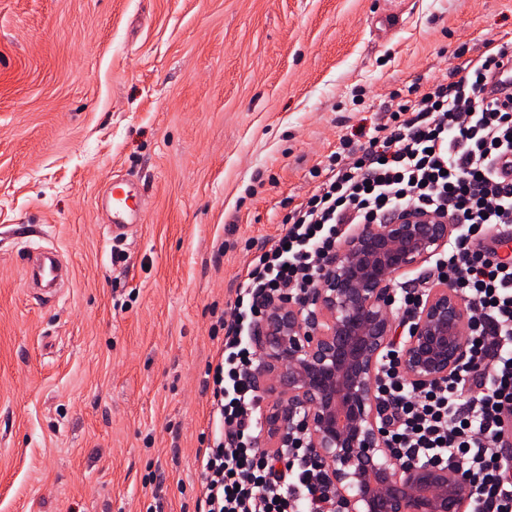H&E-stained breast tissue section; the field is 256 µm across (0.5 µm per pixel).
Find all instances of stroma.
Returning <instances> with one entry per match:
<instances>
[{
  "label": "stroma",
  "mask_w": 512,
  "mask_h": 512,
  "mask_svg": "<svg viewBox=\"0 0 512 512\" xmlns=\"http://www.w3.org/2000/svg\"><path fill=\"white\" fill-rule=\"evenodd\" d=\"M508 32L512 0H0V512H198L239 276L341 137ZM116 175L144 191L123 240ZM98 199V211L106 215L108 234L113 239L123 238L132 226L141 223L139 192L131 179L113 177ZM32 252V263L26 270L27 282L35 285L55 284L68 279V267L53 247H38Z\"/></svg>",
  "instance_id": "stroma-1"
}]
</instances>
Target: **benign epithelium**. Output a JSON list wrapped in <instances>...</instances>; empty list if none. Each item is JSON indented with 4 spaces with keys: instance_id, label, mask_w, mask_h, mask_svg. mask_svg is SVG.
<instances>
[{
    "instance_id": "obj_1",
    "label": "benign epithelium",
    "mask_w": 512,
    "mask_h": 512,
    "mask_svg": "<svg viewBox=\"0 0 512 512\" xmlns=\"http://www.w3.org/2000/svg\"><path fill=\"white\" fill-rule=\"evenodd\" d=\"M455 225L430 213H396L350 233L304 299L281 296L259 325L257 392L268 443L297 433L336 491L342 512H466L461 479L430 464L404 466L378 417L379 361L404 337L402 368L417 386L448 378L466 358L469 308L448 283L434 285L409 324L391 313L392 279L441 252Z\"/></svg>"
}]
</instances>
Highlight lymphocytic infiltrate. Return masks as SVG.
<instances>
[{"mask_svg":"<svg viewBox=\"0 0 512 512\" xmlns=\"http://www.w3.org/2000/svg\"><path fill=\"white\" fill-rule=\"evenodd\" d=\"M511 51L505 41L454 67L456 81L401 104L383 133L341 138L325 179L250 261L207 370L212 432L196 454L201 512H338L310 448L293 442L277 464L259 446L250 335L273 298L319 286L349 226L381 225L405 210L437 214L456 229L432 267L398 284L394 312L408 316L430 282L447 281L470 308L467 358L447 379L418 388L401 370L400 348L384 353L375 389L387 446L402 463L461 472L468 512H512V458L496 453L512 415V255L500 253L512 240V179L498 167L512 156V100L486 93Z\"/></svg>","mask_w":512,"mask_h":512,"instance_id":"lymphocytic-infiltrate-1","label":"lymphocytic infiltrate"}]
</instances>
